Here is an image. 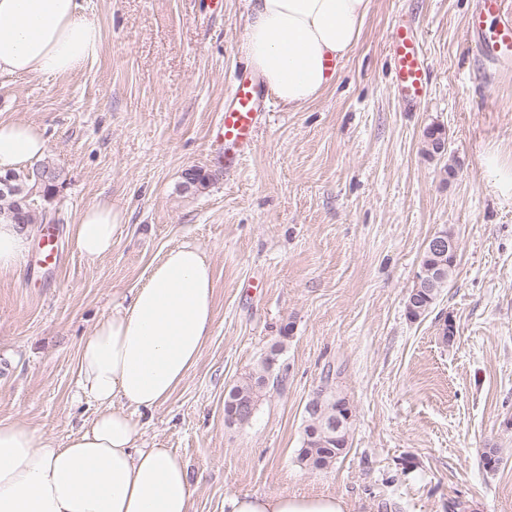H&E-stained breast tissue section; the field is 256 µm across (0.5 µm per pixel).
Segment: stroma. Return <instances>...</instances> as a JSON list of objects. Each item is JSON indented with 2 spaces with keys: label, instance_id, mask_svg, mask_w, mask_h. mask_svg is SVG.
Masks as SVG:
<instances>
[{
  "label": "stroma",
  "instance_id": "1",
  "mask_svg": "<svg viewBox=\"0 0 512 512\" xmlns=\"http://www.w3.org/2000/svg\"><path fill=\"white\" fill-rule=\"evenodd\" d=\"M248 0H83L101 48L82 71L0 74V119L39 125L66 183L51 204L58 263L29 225L19 267L0 273V419L53 444L96 413L75 401L77 349L175 246L209 257L214 324L171 397L143 412L141 440L186 465L191 512L233 493L333 494L352 512H512V200L485 165L512 163V69L482 58L478 0H371L332 87L291 110L273 103L253 151L228 168L213 139ZM422 36L428 100L392 84L395 20ZM448 151L423 153L427 127ZM207 177L187 186L188 170ZM125 213L110 254L84 258L72 226L99 200ZM449 230L456 272L430 312L405 302L427 241ZM288 383L244 426L227 391L276 341ZM336 370L352 411L345 453L297 460L303 410ZM500 462L486 471L485 449Z\"/></svg>",
  "mask_w": 512,
  "mask_h": 512
}]
</instances>
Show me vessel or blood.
I'll return each instance as SVG.
<instances>
[{
  "label": "vessel or blood",
  "instance_id": "1",
  "mask_svg": "<svg viewBox=\"0 0 512 512\" xmlns=\"http://www.w3.org/2000/svg\"><path fill=\"white\" fill-rule=\"evenodd\" d=\"M470 26L487 60L512 64V11L505 8L504 0H479V9L472 15ZM388 44L394 63L393 82L403 103L411 105L425 100L429 86L420 35L398 25L393 28ZM263 118L256 79L251 74L238 73L232 80L229 101L224 107L221 136L225 165H234L252 152Z\"/></svg>",
  "mask_w": 512,
  "mask_h": 512
}]
</instances>
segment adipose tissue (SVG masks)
I'll list each match as a JSON object with an SVG mask.
<instances>
[{"instance_id":"adipose-tissue-1","label":"adipose tissue","mask_w":512,"mask_h":512,"mask_svg":"<svg viewBox=\"0 0 512 512\" xmlns=\"http://www.w3.org/2000/svg\"><path fill=\"white\" fill-rule=\"evenodd\" d=\"M241 49L278 101L302 107L326 92L357 46L371 0H249ZM101 27L80 0H0V73L63 76L99 53ZM37 125L0 120V173L42 157ZM122 210L102 200L74 226L87 258L112 249ZM214 322L206 253L185 244L153 264L78 350L77 390L99 407L59 447L25 422L0 419V512H191L185 465L140 443L136 412L163 404L198 362ZM226 512H349L330 494H232Z\"/></svg>"}]
</instances>
